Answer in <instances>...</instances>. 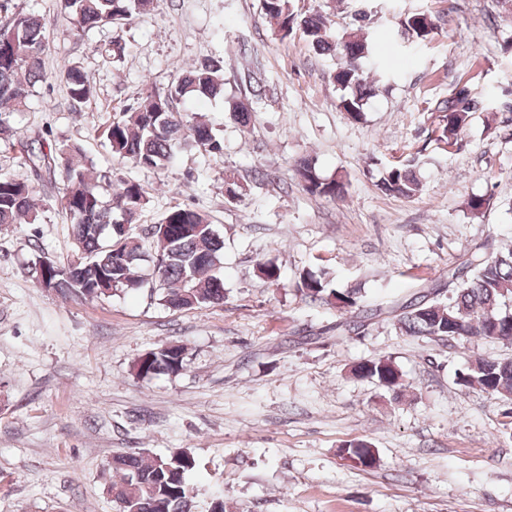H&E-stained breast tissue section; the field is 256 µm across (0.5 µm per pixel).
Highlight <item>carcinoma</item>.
<instances>
[{
	"label": "carcinoma",
	"mask_w": 512,
	"mask_h": 512,
	"mask_svg": "<svg viewBox=\"0 0 512 512\" xmlns=\"http://www.w3.org/2000/svg\"><path fill=\"white\" fill-rule=\"evenodd\" d=\"M59 10L69 32L79 37L99 26L147 16L154 10V0H59ZM262 10L275 35L286 39L299 29L314 51L340 58L333 80L351 89L350 95L341 97L340 108L350 118L361 119L366 100L376 92L375 83L366 76V70L375 65L367 35L351 33L333 41L325 13L302 16L294 11L291 0H262ZM434 28V21L426 14H413L405 20V29L420 40L427 39ZM48 48L46 28L35 14L17 12L0 25V141L20 138L9 117L25 110L35 85L47 79ZM59 76L67 84L73 111H83L95 88L79 62H63ZM222 97L224 72L220 62H195L182 71L169 90L146 92L136 107L105 125L101 138L112 156L142 170L165 169L183 150L218 153L222 141L212 122L201 113L177 109L176 103ZM477 110L467 89L452 93L443 101L442 139L449 144L457 139ZM229 116L247 126L248 104L233 102ZM18 164L21 169L39 167L62 175L64 188L58 203L72 228L71 253L64 262L49 258L39 245H33L36 256L31 271L37 284L46 280L59 293L85 296L103 279L115 291H136L150 283L161 304L173 310L224 303V281L214 273L221 264L224 241L206 215L175 206L162 214L155 231L143 239L131 228L139 223L150 201L149 189L139 180L96 168L77 143L50 145L39 134L27 140ZM296 174L304 190L314 197L331 200L346 193L343 178L322 177L307 159L298 162ZM379 189L410 198L419 194L421 182L413 164L408 163L387 169ZM33 194L34 187L24 175L0 174V226L35 223ZM119 214L130 228L112 229ZM451 278L457 285L445 301L426 295L408 299L395 316L398 328L409 336L428 339L446 336L511 342L512 248L492 258L473 253L453 269ZM300 284L304 298L311 302L330 305L341 313L357 310L352 320L338 324L347 333L358 331L363 320L377 314L374 309L361 308L356 290L329 287L323 273L303 272ZM184 359V345H161L139 357L133 370L142 380L159 374L176 375L184 368ZM353 371L388 389L404 387L402 374L389 357L363 360ZM456 384L512 400V358L477 359L458 373ZM345 453L363 468L376 463L375 449L364 440L350 444ZM194 468L195 459L186 450L163 456L143 451L115 455L109 470L118 479L108 485L107 492L126 503V512H192L188 475Z\"/></svg>",
	"instance_id": "cac0c4a2"
}]
</instances>
